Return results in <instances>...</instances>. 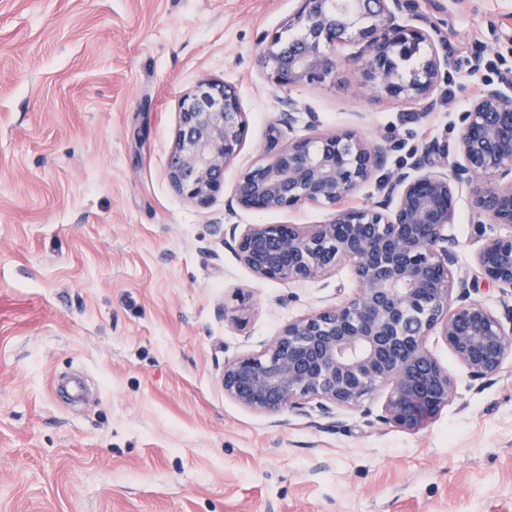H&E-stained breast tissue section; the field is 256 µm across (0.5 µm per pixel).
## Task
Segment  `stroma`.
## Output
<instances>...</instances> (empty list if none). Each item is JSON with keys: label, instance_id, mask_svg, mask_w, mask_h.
<instances>
[{"label": "stroma", "instance_id": "stroma-1", "mask_svg": "<svg viewBox=\"0 0 512 512\" xmlns=\"http://www.w3.org/2000/svg\"><path fill=\"white\" fill-rule=\"evenodd\" d=\"M419 4L456 67L411 121V104L357 86L344 47L321 84L267 80L261 41L298 0H0V512H512V353L475 380L428 336L455 392L416 432L381 421L382 388L332 418L273 417L220 383L225 360L355 289L345 265L257 279L224 234L331 217L225 206L282 100L297 113L281 143L382 139L391 172L454 143L479 87L512 70V0ZM203 80L234 87L248 128L200 205L166 166L179 100ZM456 209L453 268L471 276L482 219L467 194Z\"/></svg>", "mask_w": 512, "mask_h": 512}]
</instances>
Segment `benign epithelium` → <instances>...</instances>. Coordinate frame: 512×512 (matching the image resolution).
I'll use <instances>...</instances> for the list:
<instances>
[{
    "label": "benign epithelium",
    "instance_id": "1",
    "mask_svg": "<svg viewBox=\"0 0 512 512\" xmlns=\"http://www.w3.org/2000/svg\"><path fill=\"white\" fill-rule=\"evenodd\" d=\"M286 38H264L259 59L267 79L286 89L317 84L336 73V47L358 83L378 94L417 102L422 118L438 104L435 91L454 59L445 36L418 14V0H299ZM410 15L418 24H407ZM246 112L229 86L204 80L179 101L167 162L171 185L204 204L224 185V167L238 155ZM391 147L352 132L296 139L278 147L272 132L262 158L241 173L232 199L250 208L282 210L304 204L333 209L324 224H233L238 260L261 280L316 279L340 264L356 282L352 297L293 319L255 355L224 361V394L269 415L317 401L326 414L358 406L378 387L389 390L383 418L416 432L454 395V383L425 346L435 332L470 376L495 374L512 352L502 320L470 299L479 279L512 289V91L485 85L468 111L453 148L425 147L383 184L377 200L343 201L386 167ZM453 159H448V154ZM507 234L487 235L468 279L448 263L457 220L456 198Z\"/></svg>",
    "mask_w": 512,
    "mask_h": 512
}]
</instances>
